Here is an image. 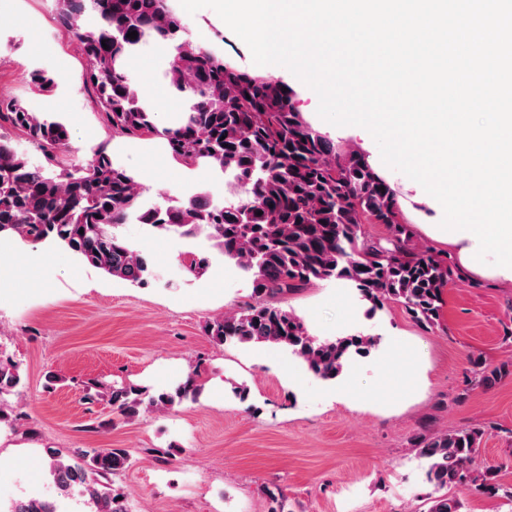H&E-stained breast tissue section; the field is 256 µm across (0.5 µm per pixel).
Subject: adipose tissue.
Returning a JSON list of instances; mask_svg holds the SVG:
<instances>
[{"instance_id": "adipose-tissue-1", "label": "adipose tissue", "mask_w": 512, "mask_h": 512, "mask_svg": "<svg viewBox=\"0 0 512 512\" xmlns=\"http://www.w3.org/2000/svg\"><path fill=\"white\" fill-rule=\"evenodd\" d=\"M343 124L373 139L393 141L378 160L379 176L410 168L418 201L441 209L437 224L420 225L433 241L453 250L467 270L512 284V113L496 112L487 124L468 112H379L345 115ZM43 247H0V274L38 272Z\"/></svg>"}]
</instances>
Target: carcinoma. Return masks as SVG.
Here are the masks:
<instances>
[{
  "instance_id": "obj_1",
  "label": "carcinoma",
  "mask_w": 512,
  "mask_h": 512,
  "mask_svg": "<svg viewBox=\"0 0 512 512\" xmlns=\"http://www.w3.org/2000/svg\"><path fill=\"white\" fill-rule=\"evenodd\" d=\"M88 11L99 15V26H84ZM55 21L77 42L86 62V83L112 131L127 138L153 137L157 129L151 111L140 103L125 60L148 40L171 47L165 78L186 99L187 110L175 128L165 131L168 152L186 167L205 163L230 175L237 194L222 203L209 193L181 205L145 209L141 183L115 165L105 148L87 164L58 173L55 168L69 149L67 126L29 111L19 99H0V233L29 243H57L133 284L145 282L149 260L114 232L118 225L134 218L183 237L204 233L251 276L256 299L245 310L208 323V335L219 344L286 347L324 380L335 379L374 340L311 336L279 305L292 292L342 280L375 307L395 300L423 327L437 324L444 288L454 274L452 261L411 244L391 188L362 159L313 129L294 107L285 84L228 65L191 41L172 0H56ZM132 31L137 32L134 39L127 37ZM10 130L23 133L43 161L34 162L19 151ZM366 224H382L388 233L373 239ZM180 263L185 272L199 275L207 259L188 252ZM473 365L482 382L512 372L507 363L491 371L479 358ZM21 384L18 364L0 359V423H11L7 397ZM200 393L198 384L157 394L114 384L109 401L124 419L135 420ZM482 436L479 429L462 428L420 439L427 480L439 491L429 512H461V501L448 496V487L457 484L512 507V485L499 482L500 466L477 463ZM46 453L58 495L78 488L88 497L91 512H129L109 485L112 476L134 464L129 450L48 448ZM8 512H57V504L52 498H21Z\"/></svg>"
}]
</instances>
